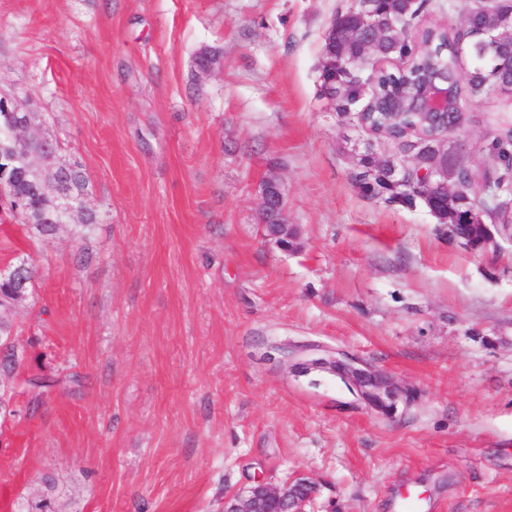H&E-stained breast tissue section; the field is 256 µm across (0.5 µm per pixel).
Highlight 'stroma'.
<instances>
[{"mask_svg": "<svg viewBox=\"0 0 512 512\" xmlns=\"http://www.w3.org/2000/svg\"><path fill=\"white\" fill-rule=\"evenodd\" d=\"M351 0H0V91L80 163L97 224L42 237L0 210L16 308L0 512H220L262 479L314 512H512V243L478 254L427 208L352 183L319 93ZM219 53L199 73L200 51ZM277 177L301 249L259 224ZM359 356L411 393L392 416L286 349ZM58 382L41 402L28 378Z\"/></svg>", "mask_w": 512, "mask_h": 512, "instance_id": "obj_1", "label": "stroma"}]
</instances>
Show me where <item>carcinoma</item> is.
Here are the masks:
<instances>
[{
    "label": "carcinoma",
    "instance_id": "cac0c4a2",
    "mask_svg": "<svg viewBox=\"0 0 512 512\" xmlns=\"http://www.w3.org/2000/svg\"><path fill=\"white\" fill-rule=\"evenodd\" d=\"M429 0H372L371 9L382 20V27L374 39L371 56L386 65L368 77L353 69L363 49V38H342V32L353 25L352 15L359 10L354 4L336 15L323 45L320 88L330 92L332 104L340 118L349 112L362 113L372 136L386 142L392 151L378 153L363 151L360 144L345 141L343 150L355 154L353 180L367 197L387 205L416 207L420 191L416 186L424 177L415 168L410 174L411 188L396 191L388 181V172L398 157L411 151L415 143L430 134L429 125L414 114L390 115L382 103L396 86H410L419 71L431 65L447 71L453 80L454 94L460 103L473 97H487L485 90L498 82L512 83V64L509 51L491 45L489 33L498 22L512 13L508 0H491L481 6L470 0H453L451 11L457 14L455 24L423 25L421 17L428 8ZM489 132L482 146L487 157L504 159L512 151V125L487 120ZM67 191L82 196L88 188V178L79 163L61 175ZM453 181L459 185L454 197L458 209H485L499 224L512 221L506 198L512 193V169L500 164L475 168L467 162L457 164ZM6 193L24 200L18 210L25 223L43 235H51L57 224L49 214L50 199L35 191L27 183L10 184ZM33 278V270L27 266L15 275L0 276V370L4 376L0 382L9 384L13 371L22 358L15 345L8 342L13 335L11 316L16 302L26 295ZM58 384L56 380L32 378L29 380L35 401Z\"/></svg>",
    "mask_w": 512,
    "mask_h": 512
}]
</instances>
